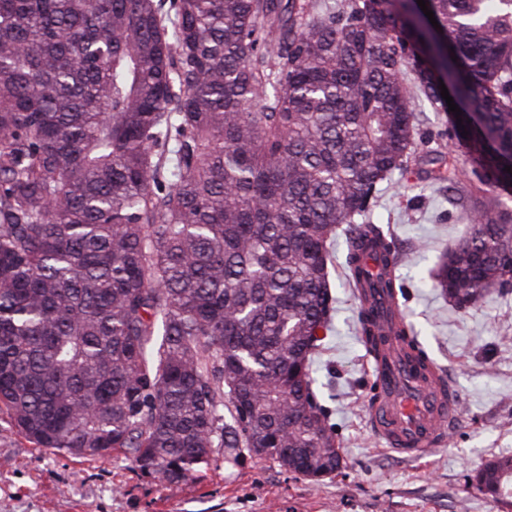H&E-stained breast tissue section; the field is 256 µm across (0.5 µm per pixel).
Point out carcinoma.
I'll list each match as a JSON object with an SVG mask.
<instances>
[{
	"instance_id": "cac0c4a2",
	"label": "carcinoma",
	"mask_w": 512,
	"mask_h": 512,
	"mask_svg": "<svg viewBox=\"0 0 512 512\" xmlns=\"http://www.w3.org/2000/svg\"><path fill=\"white\" fill-rule=\"evenodd\" d=\"M426 6L439 27L415 0H0V412L17 434L170 485L218 448L341 472L311 369L329 246L343 233L378 357L412 333L363 301L396 295L373 213L412 171L415 96L512 188V0ZM426 156L454 192L456 150ZM460 207L431 288L463 310L512 292V208ZM474 481L512 507V455Z\"/></svg>"
}]
</instances>
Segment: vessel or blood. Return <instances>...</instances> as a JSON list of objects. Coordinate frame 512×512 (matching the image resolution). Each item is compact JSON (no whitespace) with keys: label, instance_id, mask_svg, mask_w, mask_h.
Listing matches in <instances>:
<instances>
[{"label":"vessel or blood","instance_id":"1","mask_svg":"<svg viewBox=\"0 0 512 512\" xmlns=\"http://www.w3.org/2000/svg\"><path fill=\"white\" fill-rule=\"evenodd\" d=\"M386 348V361L374 365L370 425L392 453L414 459L445 442L459 397L435 363L419 366L400 337H388Z\"/></svg>","mask_w":512,"mask_h":512}]
</instances>
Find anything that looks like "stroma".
Here are the masks:
<instances>
[{
    "instance_id": "1",
    "label": "stroma",
    "mask_w": 512,
    "mask_h": 512,
    "mask_svg": "<svg viewBox=\"0 0 512 512\" xmlns=\"http://www.w3.org/2000/svg\"><path fill=\"white\" fill-rule=\"evenodd\" d=\"M414 108L422 150L452 147L445 113ZM373 219L403 259L398 300L424 350L458 392L462 418L445 444L416 460L385 450L368 426L374 372L355 333L358 307L330 245L336 312L312 377L340 442L342 474L313 481L270 459L213 462L203 477L171 486L125 458L78 459L34 448L0 413V512H506L473 480L475 468L512 455V294L456 310L429 287L439 252L463 230L447 192L393 178Z\"/></svg>"
}]
</instances>
